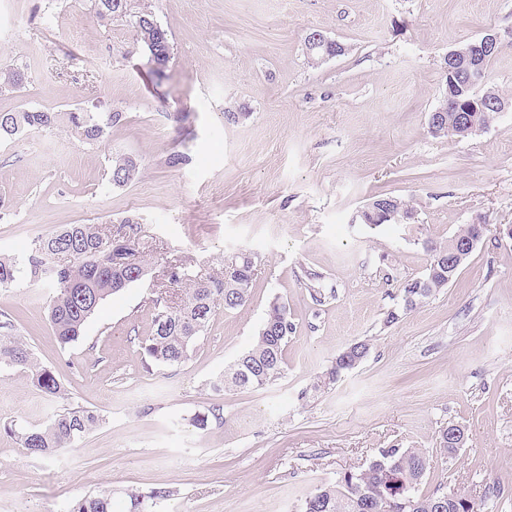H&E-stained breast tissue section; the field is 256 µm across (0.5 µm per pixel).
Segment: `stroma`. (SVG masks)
Here are the masks:
<instances>
[{
    "instance_id": "obj_1",
    "label": "stroma",
    "mask_w": 512,
    "mask_h": 512,
    "mask_svg": "<svg viewBox=\"0 0 512 512\" xmlns=\"http://www.w3.org/2000/svg\"><path fill=\"white\" fill-rule=\"evenodd\" d=\"M151 8L173 56L155 81L132 15ZM131 15L97 18L94 0H0V110L119 111L126 119L87 144L64 128L0 141V256L68 224L136 216L147 275L107 298L76 342L61 346L47 317L55 294L17 270L0 288V322L56 370L49 397L29 371L0 367V512H67L112 492L170 490L159 512H301L306 497L385 448L429 457L419 487L457 492L483 512H512V0H131ZM498 32L489 85L507 106L457 142L431 133L446 92L449 51ZM314 31L345 47L320 65ZM239 113L238 122L227 113ZM174 152L188 164L171 166ZM136 156L117 187L109 160ZM405 201L412 224L370 228L373 196ZM487 231L446 288L386 323L401 290L422 277L424 241L447 244L466 224ZM257 267L248 301L217 308L191 357L146 361L166 262L221 272L240 251ZM332 300L314 305L307 273ZM296 332L285 372L263 388L213 383L248 351L273 300ZM369 353L335 383L319 378L351 343ZM101 422L51 458L9 431L40 427L70 407ZM217 409L207 429L191 419ZM463 445L443 452V428Z\"/></svg>"
}]
</instances>
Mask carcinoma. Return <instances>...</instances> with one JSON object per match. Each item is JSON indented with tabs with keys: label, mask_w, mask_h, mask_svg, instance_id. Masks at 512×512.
<instances>
[{
	"label": "carcinoma",
	"mask_w": 512,
	"mask_h": 512,
	"mask_svg": "<svg viewBox=\"0 0 512 512\" xmlns=\"http://www.w3.org/2000/svg\"><path fill=\"white\" fill-rule=\"evenodd\" d=\"M129 0H98L97 15L101 18L124 16ZM137 41L147 53L152 74L162 79L171 59L173 44L168 31L155 13L146 9L134 21ZM448 91L456 97L462 109L476 118L477 127L488 125L505 108L498 93H483L452 73H447ZM125 120L122 112H88L76 110L55 112L41 109L0 111V140L14 139L32 129L65 127L81 141L96 143L109 135L110 129ZM452 115L447 120L430 123L433 134L463 139L467 134L448 131ZM139 174V162L130 155L112 158L109 180L116 186L133 182ZM360 219L370 227H380L400 221H415V212L402 200L386 195L376 196L361 211ZM115 246L111 236L96 224H69L53 233L34 240L23 257L33 281L50 283L56 289L48 317L57 341L65 346L79 339L87 319L110 296L119 293L147 274L145 263L126 266L113 261ZM430 260L421 287L402 288L399 307L388 311L386 322L394 323L400 313L410 312L430 298L434 292L448 286V246L425 243ZM17 260L0 257V287L14 281ZM255 271V257L242 252L224 264L216 275L191 276L178 265H169L168 282L184 286L179 305H169L160 295L154 300L155 314L152 333L141 343L144 354L158 365H175L187 360L195 342L204 333L212 318L215 302L224 309H235L249 298ZM311 299L318 304L335 296L326 291L321 276L308 273ZM10 323H0V366L19 367L31 372L34 386L47 396L61 392L56 371L35 360L21 339L7 331ZM288 305L274 300L254 346L240 355L213 382L217 391H245L269 385L284 372V349L295 333ZM369 347L355 342L345 348L324 374L323 384L336 382L345 372L355 368L367 355ZM99 424V415L84 407L65 409L55 414L42 428L12 430L18 444L31 455L49 458L73 445ZM429 467L426 453L420 449L388 448L359 471L344 473L334 485L318 487L305 499L303 512H481L474 501L457 493L418 494ZM69 512H113L112 492L103 490L95 496L71 503Z\"/></svg>",
	"instance_id": "1"
}]
</instances>
